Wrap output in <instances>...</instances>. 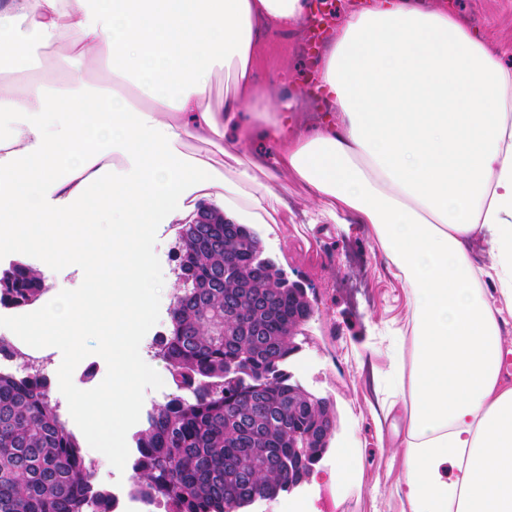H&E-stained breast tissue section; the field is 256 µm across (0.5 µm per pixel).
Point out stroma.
Instances as JSON below:
<instances>
[{"label":"stroma","instance_id":"stroma-1","mask_svg":"<svg viewBox=\"0 0 512 512\" xmlns=\"http://www.w3.org/2000/svg\"><path fill=\"white\" fill-rule=\"evenodd\" d=\"M422 6L447 8L483 32L493 43L512 47V0H420ZM309 28L288 34H268L262 42L259 81L287 80L297 92L290 106L309 122L317 121L322 100L306 94L313 59L308 50ZM264 247L288 281L300 283L315 309L300 339L301 349L290 360L289 370L302 387L330 398L336 417V442L315 464L299 487L277 498L257 501L245 512H289L293 500L304 501L306 512H395L388 496L371 498L366 489L349 487L333 499L329 472L336 465V451L353 443L366 474L382 485L394 483L397 469L381 448L370 403L384 393L375 377L388 366L387 343L382 332L405 315L404 294L385 269L383 251L375 238L354 233L308 231L303 224L254 227ZM103 333L83 336L80 348L61 354L44 366L53 402L64 403L66 390L58 382L66 371L71 382L94 389L111 382L112 369L103 351Z\"/></svg>","mask_w":512,"mask_h":512}]
</instances>
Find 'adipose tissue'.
Returning a JSON list of instances; mask_svg holds the SVG:
<instances>
[{
  "instance_id": "obj_1",
  "label": "adipose tissue",
  "mask_w": 512,
  "mask_h": 512,
  "mask_svg": "<svg viewBox=\"0 0 512 512\" xmlns=\"http://www.w3.org/2000/svg\"><path fill=\"white\" fill-rule=\"evenodd\" d=\"M308 0H0V50L25 58L63 45L61 79L0 82V251L43 255L90 279L56 290L1 327L24 352L108 337L112 382L70 386L97 456L125 458L138 387L154 377L137 335L158 288V225L199 200L241 224H291L275 187L307 192L309 226L351 225L380 243L407 324L393 330L388 446L399 512H512V50L457 14L411 0L349 12L316 73L328 112L288 117L256 77L262 35L300 28ZM107 84L76 81L85 61ZM231 84L213 94L212 74ZM135 81L149 106L123 89ZM276 146L254 152V138ZM488 239V257L472 244ZM336 493L380 495L353 449L336 456Z\"/></svg>"
}]
</instances>
